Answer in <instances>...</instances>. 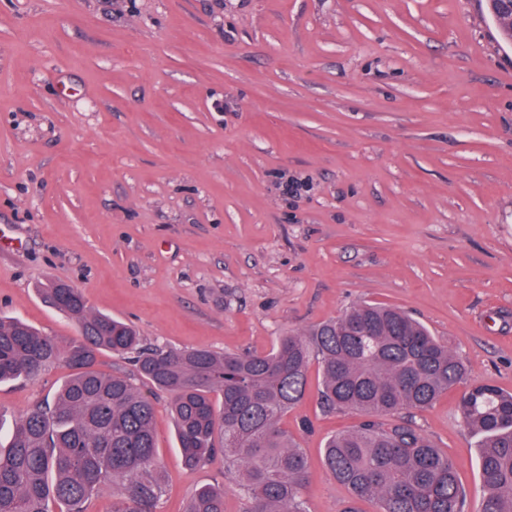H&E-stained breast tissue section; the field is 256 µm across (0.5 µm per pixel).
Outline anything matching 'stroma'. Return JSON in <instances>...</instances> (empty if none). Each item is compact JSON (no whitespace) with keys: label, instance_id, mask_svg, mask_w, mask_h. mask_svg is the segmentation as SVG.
Returning <instances> with one entry per match:
<instances>
[{"label":"stroma","instance_id":"1","mask_svg":"<svg viewBox=\"0 0 512 512\" xmlns=\"http://www.w3.org/2000/svg\"><path fill=\"white\" fill-rule=\"evenodd\" d=\"M50 280L148 342L227 353L391 305L512 392V44L487 0H0V316L66 343ZM69 373L1 384L0 426ZM462 393L391 421L477 512ZM154 402L158 512H184L224 458L187 467ZM359 422L313 386L284 417L310 512H377L323 463Z\"/></svg>","mask_w":512,"mask_h":512}]
</instances>
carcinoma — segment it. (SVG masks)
Here are the masks:
<instances>
[{"label":"carcinoma","instance_id":"1","mask_svg":"<svg viewBox=\"0 0 512 512\" xmlns=\"http://www.w3.org/2000/svg\"><path fill=\"white\" fill-rule=\"evenodd\" d=\"M40 293L78 338L62 344L0 318V383L34 379L60 360L71 370L53 400L27 410L0 443V512H87L105 489L116 498L112 512H157L155 405L143 385L169 394L187 465L224 454L241 512H309L308 460L281 420L304 399L313 367L322 413L364 417L324 448L329 474L352 498L377 501L379 512H465L448 456L410 425L385 423L466 383L460 358L405 312L363 301L284 334L267 352L219 353L149 346L133 327L92 311L72 285ZM102 350L132 369H97ZM460 409L480 436L487 493L478 512H512V393L470 385ZM185 512H224V486L196 488Z\"/></svg>","mask_w":512,"mask_h":512}]
</instances>
